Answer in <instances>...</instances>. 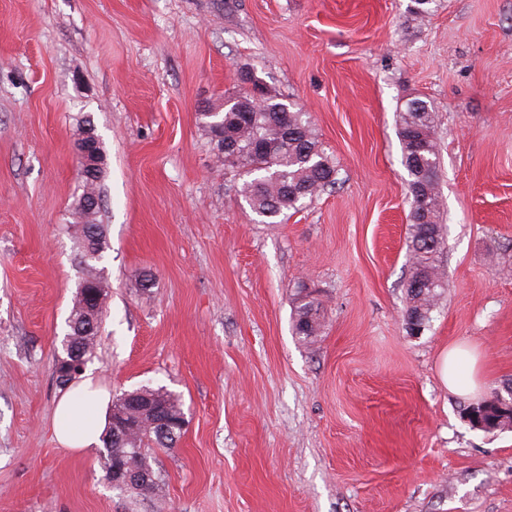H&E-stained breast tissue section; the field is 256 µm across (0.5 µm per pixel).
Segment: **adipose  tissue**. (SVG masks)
I'll return each instance as SVG.
<instances>
[{
	"mask_svg": "<svg viewBox=\"0 0 512 512\" xmlns=\"http://www.w3.org/2000/svg\"><path fill=\"white\" fill-rule=\"evenodd\" d=\"M111 396L92 376L73 384L59 399L53 434L64 447L87 452L100 445L108 425Z\"/></svg>",
	"mask_w": 512,
	"mask_h": 512,
	"instance_id": "1",
	"label": "adipose tissue"
}]
</instances>
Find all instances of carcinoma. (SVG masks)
<instances>
[{
    "label": "carcinoma",
    "mask_w": 512,
    "mask_h": 512,
    "mask_svg": "<svg viewBox=\"0 0 512 512\" xmlns=\"http://www.w3.org/2000/svg\"><path fill=\"white\" fill-rule=\"evenodd\" d=\"M209 110L219 112L224 129L211 126L213 118L199 113L214 143L218 160L231 172L246 170L251 180L242 184L240 194L248 205L268 224H279L288 212L298 210L305 200L313 199L336 183V165L315 135L306 113L294 109L277 95L266 91L259 105L253 104L251 92L236 80V91L224 97L220 105L210 104ZM399 136L408 187L418 186L412 194L409 214V236L406 242L408 277L405 281V320L408 329L427 325L431 313L448 288L442 265L443 224L440 213L442 196L438 184L440 149L434 136V115L422 100L412 101L399 116ZM104 159H99L96 171L80 181L81 193L73 202L71 217L82 226L79 241L78 285L94 284L104 288L98 263L108 248L107 228L98 222L102 205L94 198L102 197L101 181ZM424 276L427 286L414 288L418 276ZM107 294L88 309L83 292L78 290L68 317L65 337L73 339V348L87 359L97 343L99 326L106 309ZM293 333L307 347H313L324 329L321 302L304 286L295 292ZM166 405L169 426L174 437L161 439L154 426L156 403ZM482 410L473 403H460V417L474 429L486 425L484 431L512 430V397L504 389L495 388L483 399ZM112 420L129 424L124 431L108 423L102 437L100 458L105 473L117 463L128 465L144 477L142 482L121 487L123 492L158 496L163 478L153 468L152 453L175 448L176 438L184 430L185 417L179 396L162 388L139 387L116 396L112 402Z\"/></svg>",
    "instance_id": "carcinoma-1"
}]
</instances>
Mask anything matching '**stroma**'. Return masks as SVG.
I'll return each mask as SVG.
<instances>
[{"label":"stroma","mask_w":512,"mask_h":512,"mask_svg":"<svg viewBox=\"0 0 512 512\" xmlns=\"http://www.w3.org/2000/svg\"><path fill=\"white\" fill-rule=\"evenodd\" d=\"M248 66L309 112L336 184L262 223L199 119ZM440 145L448 288L405 330L398 114ZM106 155L109 287L87 367L180 396L163 512H512V431L459 404L512 379V0H0V512H156L58 444L79 269L80 117ZM153 277L149 294L139 280ZM326 326L292 333L298 283ZM477 354L482 386L441 378Z\"/></svg>","instance_id":"35a3bbf8"}]
</instances>
